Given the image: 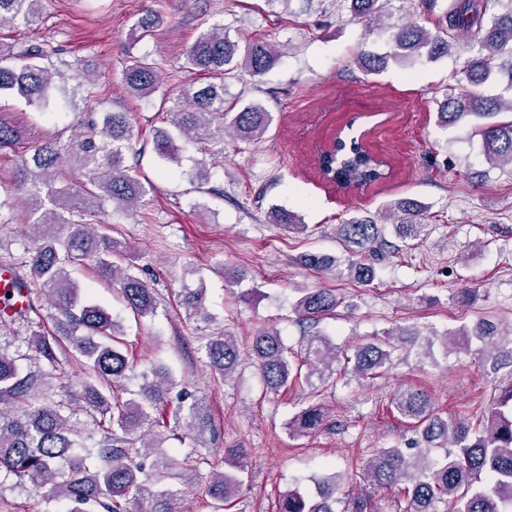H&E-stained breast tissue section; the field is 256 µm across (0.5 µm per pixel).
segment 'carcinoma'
<instances>
[{"label":"carcinoma","instance_id":"carcinoma-1","mask_svg":"<svg viewBox=\"0 0 512 512\" xmlns=\"http://www.w3.org/2000/svg\"><path fill=\"white\" fill-rule=\"evenodd\" d=\"M392 0H343L352 17L369 28L385 26L384 14ZM498 12L487 14L483 0H419L433 13L441 10L439 33L407 21L389 26L393 52L357 56L362 70L377 74L389 61L404 63L415 58L435 59L448 55L458 36L475 42L479 55L464 69L469 89L445 98L439 106V124L476 119L474 135L480 137L483 155L491 165H512V122L493 121L501 111L512 112V99L487 97L479 87L491 76L512 88V0H494ZM41 0H0V28L18 15L34 21ZM279 51L264 41L245 44L220 27L202 32L188 47L187 62L210 81L185 86L172 107V130L157 132L155 145L169 162L179 163L175 137L202 146L224 142V134L244 143L264 138L273 116L263 104L249 102L233 112L224 108V76L244 70L254 78L263 76L276 62ZM51 52L40 44L7 43L0 40V99L20 96L44 111L52 110L60 85L75 81L84 88L85 99L93 96L88 73H67L49 61ZM124 82L130 96L151 97L159 89L156 67L140 59L128 65ZM22 133L0 119V151L21 141ZM132 137L127 112H102L87 123L75 144L46 140L31 149L18 170L20 185L29 202L28 214L35 246L27 250L29 279L44 293L54 319L51 332H35L28 340L38 365L24 367L23 356L0 346V472L15 475L44 498L66 504L64 512H128L132 501L140 512H183L180 495L161 488L170 471H183L186 482L195 485L199 465L207 462L213 434L209 410L196 399L189 405L169 409V373H140L142 382L129 398H123L124 381L135 375V365L124 351L121 325L101 306L82 294L70 268L91 266L107 282H117L127 309L136 317L155 313V289L130 267L115 258L126 250L104 232L102 224H83L70 218L78 205L76 194L56 187L65 169H82L87 175L83 191L88 199L109 200L113 207L130 210L143 202L144 184L129 173L125 150ZM331 161L346 175L343 187L363 188L384 176L382 162L371 156L358 140L347 139L336 147ZM427 209L415 200L387 205L381 219L351 217L338 227L350 251L377 253L388 247L385 224L390 222L401 241L422 240L427 234ZM270 222L288 230L306 231L297 215L273 208ZM349 273L360 283L374 279V268L350 261ZM183 305L189 315L207 322L202 290L186 288ZM339 305L336 294L325 288L304 293L294 304L299 322L317 325ZM407 338L396 332L375 339L355 350L345 362L359 376L387 368L398 344ZM443 343L469 351L479 343L493 369L512 367V325L506 329L489 320L462 326L445 334ZM205 356L212 376L226 380L242 364L237 340L221 333L206 337ZM71 354L88 371L74 389L55 398L49 396L51 380L61 357ZM341 351L326 335L306 337L294 351L274 327L256 330L249 360L266 389L277 392L289 378L303 379L314 387L334 371ZM307 367L306 375L301 368ZM93 423L90 431L72 424L77 411ZM391 411L411 427L416 448H379L365 461L364 479L386 489H399L406 499L404 512H439L440 503H452L453 512H512V382L500 389L480 427L461 418L439 413L429 393L420 388L398 390ZM326 425L322 408L310 406L288 424L291 436H305ZM183 429L191 448L180 457L158 451L166 432ZM434 448L444 450L438 460ZM248 450H224V469L212 470L204 493L218 507L230 506L245 480ZM488 484H480L481 477ZM345 476L333 473L314 481V488L290 490L279 499L278 512H378L366 494L341 495ZM343 505L336 510V505Z\"/></svg>","mask_w":512,"mask_h":512}]
</instances>
